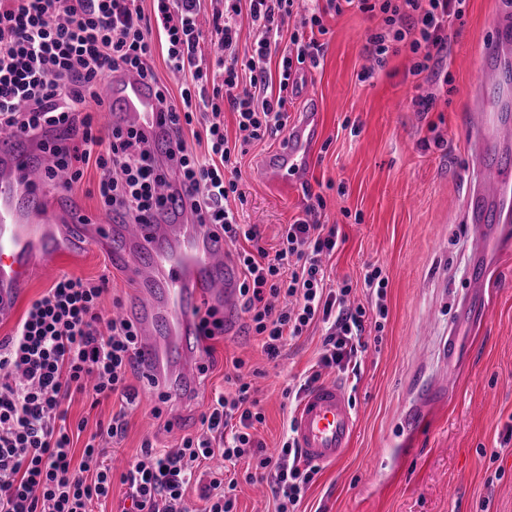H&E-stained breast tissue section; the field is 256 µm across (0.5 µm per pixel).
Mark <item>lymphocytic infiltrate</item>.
<instances>
[{"mask_svg":"<svg viewBox=\"0 0 512 512\" xmlns=\"http://www.w3.org/2000/svg\"><path fill=\"white\" fill-rule=\"evenodd\" d=\"M203 0H0V128L50 139L47 176L64 172L70 184L88 168L99 172L97 195L109 212L147 223L167 209V170L156 149L135 129L102 127L86 105L114 71L130 69L157 84V96L178 150L169 159L180 171L200 223L219 228L235 247L240 298L249 328L268 359L288 340L317 323L326 330L316 368L300 383L305 393L323 369L348 370L364 348L367 325L382 329L388 279L374 266L364 286L376 294V314L351 301L349 283L331 284L323 260L337 247L335 228L321 224L326 202L316 196L305 215L284 228L275 251L259 246L257 225L243 224L234 202L245 196L236 177L248 145L275 138L288 127L287 105L295 74L318 66L319 36L327 34L326 11L345 7L379 18L368 30L369 61L361 80L400 51H408L415 77L411 106L432 111L453 77L441 65L449 51L448 30L462 21L469 0H326V8L296 13V0H224L212 13L210 37L198 24ZM254 40L241 54L242 21ZM160 42L167 68L184 78L178 96L160 86L151 64ZM222 52L223 81L214 84L206 43ZM237 115L239 137L229 140L224 113ZM108 278L62 275L28 307L14 333L0 340V512H93L120 480L130 502L126 512H189L185 491L203 463L255 460L272 483L275 512H296L314 469L293 435L267 455L252 429L263 422L250 383L235 377V389L214 394L197 432L169 448L144 441L120 476H113L106 444L126 430L123 413L98 423L82 450L68 423L69 404L84 395L93 404L129 400L128 384L141 341L127 318H108L101 304Z\"/></svg>","mask_w":512,"mask_h":512,"instance_id":"lymphocytic-infiltrate-1","label":"lymphocytic infiltrate"}]
</instances>
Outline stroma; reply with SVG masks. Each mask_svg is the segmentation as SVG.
I'll list each match as a JSON object with an SVG mask.
<instances>
[{"label":"stroma","mask_w":512,"mask_h":512,"mask_svg":"<svg viewBox=\"0 0 512 512\" xmlns=\"http://www.w3.org/2000/svg\"><path fill=\"white\" fill-rule=\"evenodd\" d=\"M505 0H469L464 24L446 61L452 93L429 112L409 106L415 79L408 52L391 56L373 79L358 78L368 60L364 37L373 25L354 9L329 15L320 65L303 68L289 116L315 111L322 136L311 165L289 190L266 181L260 170L274 140L249 146L241 160L245 224L259 225L261 244L274 249L282 227L303 216L312 193L326 206L320 220L335 226L340 244L324 265L332 280L349 281L352 300L371 306L363 279L368 266L388 277V318L383 330H366L356 375L324 370L323 381L344 384L358 418L351 448L337 464L319 466L297 512H512V223L502 224L492 244L491 275L482 295L481 325L460 320L469 295L473 233L462 220L469 190L467 147L470 103L479 84L481 49L492 39ZM441 145H434L435 137ZM95 279L109 275L106 312H124L143 285L132 270L89 248L61 256L33 279L0 338L13 334L31 301L62 275ZM455 339L457 356L444 345ZM321 326L291 341L278 362L262 352L260 339L239 319L233 332L208 340L195 394L159 403L141 372L129 383L131 403L91 407L75 398L71 421L88 428L125 410L127 428L111 451L115 464L133 459L145 438L174 445L197 429L215 392L230 390L232 362L245 361L246 382L264 413L256 435L265 448L279 447L299 405L285 390L316 363ZM161 416H154V409ZM173 422L165 431V422ZM497 451V461L487 454ZM237 512H274L267 479L236 468Z\"/></svg>","instance_id":"35a3bbf8"}]
</instances>
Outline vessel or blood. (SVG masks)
I'll return each instance as SVG.
<instances>
[{
    "label": "vessel or blood",
    "mask_w": 512,
    "mask_h": 512,
    "mask_svg": "<svg viewBox=\"0 0 512 512\" xmlns=\"http://www.w3.org/2000/svg\"><path fill=\"white\" fill-rule=\"evenodd\" d=\"M509 70L512 22L498 29L480 56L477 105L482 115L471 132L475 178L463 207L465 222L483 243L474 253L473 283L478 287L488 271L491 227L512 218L506 212L512 201L505 195L512 188V151L498 136L500 128L512 125V116L504 110L512 89L502 82ZM102 98L111 122L135 126L152 143L173 148L155 91L138 75L113 74ZM320 134L317 113H300L288 128L286 143L265 157V177L272 182L301 178ZM40 153L37 142L0 130V318L11 314L38 266L86 247L114 254L138 277L162 279L161 287L143 293L128 313L144 338L137 365L174 397L193 393L202 363L197 312L201 299L209 298L212 307L223 311L225 326H232L239 315V270L224 250L223 237L198 223L187 202L167 209L151 224L92 219L66 191L65 176L44 181ZM356 428L345 386L329 382L303 397L294 438L310 461L331 464L345 455Z\"/></svg>",
    "instance_id": "1"
}]
</instances>
